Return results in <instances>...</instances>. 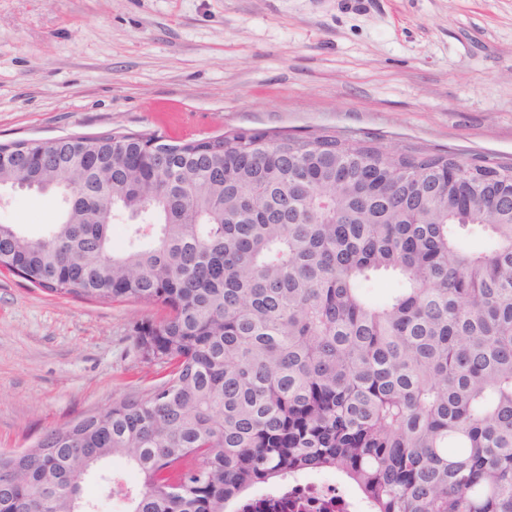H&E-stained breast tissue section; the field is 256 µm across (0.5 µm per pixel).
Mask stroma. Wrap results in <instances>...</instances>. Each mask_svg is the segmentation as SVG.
Listing matches in <instances>:
<instances>
[{
    "mask_svg": "<svg viewBox=\"0 0 512 512\" xmlns=\"http://www.w3.org/2000/svg\"><path fill=\"white\" fill-rule=\"evenodd\" d=\"M240 129L510 163L512 0H0V143ZM61 212L19 191L0 224ZM159 315L0 275V452L154 385L131 327Z\"/></svg>",
    "mask_w": 512,
    "mask_h": 512,
    "instance_id": "stroma-1",
    "label": "stroma"
}]
</instances>
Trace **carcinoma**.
<instances>
[{
  "mask_svg": "<svg viewBox=\"0 0 512 512\" xmlns=\"http://www.w3.org/2000/svg\"><path fill=\"white\" fill-rule=\"evenodd\" d=\"M0 180L73 196L44 237L0 225V271L166 310L132 328L161 381L0 453V512H95L75 484L116 459L128 512H225L324 470L370 512H512V163L103 133L0 144ZM475 228L487 244H464Z\"/></svg>",
  "mask_w": 512,
  "mask_h": 512,
  "instance_id": "cac0c4a2",
  "label": "carcinoma"
}]
</instances>
